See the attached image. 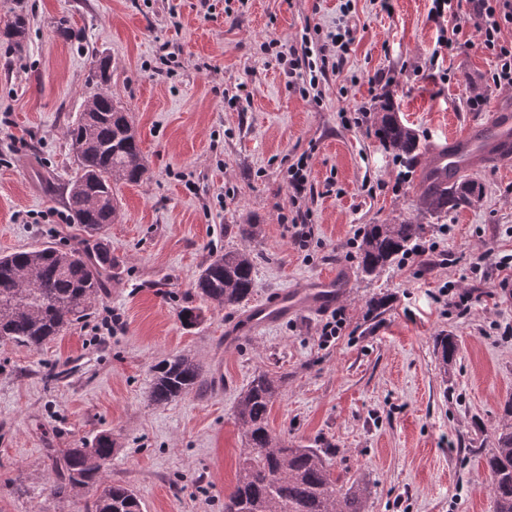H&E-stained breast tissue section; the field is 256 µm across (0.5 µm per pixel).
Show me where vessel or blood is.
<instances>
[{"mask_svg":"<svg viewBox=\"0 0 512 512\" xmlns=\"http://www.w3.org/2000/svg\"><path fill=\"white\" fill-rule=\"evenodd\" d=\"M512 164V103H493L483 121L468 124L461 132L432 143L419 162L421 170L435 171L440 180L453 183L481 161ZM336 300V281L330 276L302 280L255 304L238 318L240 328L258 329L299 312L322 314Z\"/></svg>","mask_w":512,"mask_h":512,"instance_id":"vessel-or-blood-1","label":"vessel or blood"}]
</instances>
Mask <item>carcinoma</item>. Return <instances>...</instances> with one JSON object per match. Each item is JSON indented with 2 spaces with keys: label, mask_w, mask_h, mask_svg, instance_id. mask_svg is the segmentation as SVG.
Masks as SVG:
<instances>
[{
  "label": "carcinoma",
  "mask_w": 512,
  "mask_h": 512,
  "mask_svg": "<svg viewBox=\"0 0 512 512\" xmlns=\"http://www.w3.org/2000/svg\"><path fill=\"white\" fill-rule=\"evenodd\" d=\"M57 37L73 43L79 33L64 18L54 25ZM28 34L23 11L0 28V40L21 49ZM376 133L394 157L417 168L424 146L413 128L403 123L385 100L374 116ZM67 136L77 161L67 186V208L84 240L66 250L45 244L0 255V341L21 343L34 350L68 326L89 315L99 293L107 288L112 252L100 242L105 226L120 217L117 186L139 182L145 172L139 140L127 110L104 90L92 94L68 127ZM481 186L464 178L451 187L428 184L419 202L424 212L440 215L474 204ZM424 225L411 221L370 224L359 245L362 271L378 275L400 255L412 251ZM193 288L215 309L248 301L256 288L250 252L229 250L208 260ZM435 348L443 365L452 362L457 345L441 334ZM204 383L201 365L185 355L163 359L153 366L147 399L163 405ZM281 394L280 380L267 372L255 374L241 393L235 419L245 439L233 492L224 498V512H365L369 484L359 476L345 481L333 476L320 448L288 446L272 433L270 406ZM112 440L100 435L86 448H67L52 461L45 490L53 495L74 487L95 489L90 512H142L133 489L105 481L95 463L112 459ZM492 478L494 512H512V404L505 422L494 432V448L485 455Z\"/></svg>",
  "instance_id": "cac0c4a2"
}]
</instances>
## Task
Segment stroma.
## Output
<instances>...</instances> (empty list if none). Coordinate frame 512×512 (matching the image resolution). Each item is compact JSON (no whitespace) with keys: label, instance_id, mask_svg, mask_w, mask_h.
I'll list each match as a JSON object with an SVG mask.
<instances>
[{"label":"stroma","instance_id":"35a3bbf8","mask_svg":"<svg viewBox=\"0 0 512 512\" xmlns=\"http://www.w3.org/2000/svg\"><path fill=\"white\" fill-rule=\"evenodd\" d=\"M202 2L0 0V24L19 7L29 20L23 50L0 42V254L78 245L66 129L103 86L99 58L111 61L103 87L127 108L147 164L118 189L121 217L105 232L112 278L91 313L37 351L0 342V512H87L92 492L52 496L45 478L51 457L101 434L114 443L106 480L133 488L143 512H224L244 447L236 402L260 371L281 380L270 429L326 449L340 479L365 477L366 512H494L484 453L512 402V268L496 264L512 254V170L480 165L476 206L423 214L415 178L371 122L390 98L428 145L485 116L504 90L473 22L437 58L431 0H392L387 13L352 0L346 17L343 0H248L229 15L210 0V17ZM62 16L79 45L56 36ZM341 19L353 37L342 69L322 81L320 102L305 99L261 45ZM472 80L485 89L476 109ZM303 154L310 175L297 196L288 167ZM408 219L447 264L397 261L364 276L366 226ZM241 224L262 233L245 239ZM241 248L255 261L256 302L298 280L345 279L340 335L323 342L322 318L303 313L226 341L243 306L212 309L192 284L210 256ZM447 283L482 290L457 307L441 297ZM188 306L202 311L192 327L180 320ZM442 333L457 342L445 370ZM180 354L201 365L203 388L151 405L153 366Z\"/></svg>","mask_w":512,"mask_h":512}]
</instances>
